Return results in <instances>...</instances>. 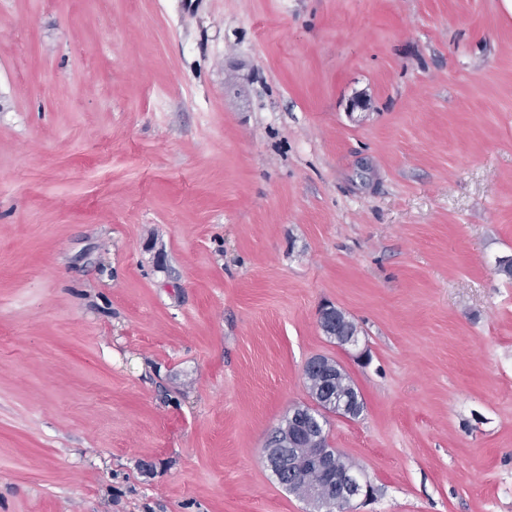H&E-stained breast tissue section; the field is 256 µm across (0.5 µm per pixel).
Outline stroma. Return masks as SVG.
<instances>
[{"instance_id": "1", "label": "stroma", "mask_w": 512, "mask_h": 512, "mask_svg": "<svg viewBox=\"0 0 512 512\" xmlns=\"http://www.w3.org/2000/svg\"><path fill=\"white\" fill-rule=\"evenodd\" d=\"M510 255L503 0H0V512H309L315 355L348 512H512ZM341 312L333 306L323 307L318 314V321L321 330L328 336L336 339L337 343L343 345H356L357 339L349 334L341 333L338 330ZM305 384L311 398L324 395L331 389L335 392L342 391L351 394L353 390L358 391L352 381L342 372L336 376L335 381L330 380L326 374L315 373L304 376ZM297 411L298 409L295 408L291 416L296 418L301 425L300 435L307 433L314 448H310L307 455L300 457L296 456L291 448H288V438L294 435L298 428V422L287 417L284 424L279 426L276 431L281 443L288 448V454L285 452V448H275L274 446L265 448V462L274 476L283 484L288 483V487L291 488L294 478L303 470L319 471L323 475L326 485L320 491H312L309 500L319 505L320 499L324 496L331 495L336 499L337 492V501L343 511L353 500L361 496L369 497L373 493V487L367 480L362 479L358 470L336 472L335 456L332 451L329 448H317L322 431V425L318 419L320 410L317 405L314 404L307 411L300 410L304 413L301 416ZM284 474H288V482L285 480ZM323 494L326 495L323 496Z\"/></svg>"}]
</instances>
